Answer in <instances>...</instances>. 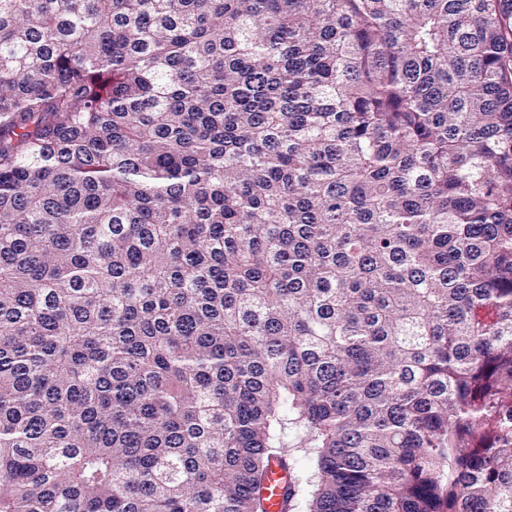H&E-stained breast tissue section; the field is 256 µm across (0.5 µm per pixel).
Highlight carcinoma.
<instances>
[{
    "instance_id": "carcinoma-1",
    "label": "carcinoma",
    "mask_w": 512,
    "mask_h": 512,
    "mask_svg": "<svg viewBox=\"0 0 512 512\" xmlns=\"http://www.w3.org/2000/svg\"><path fill=\"white\" fill-rule=\"evenodd\" d=\"M512 512V0H0V512Z\"/></svg>"
}]
</instances>
